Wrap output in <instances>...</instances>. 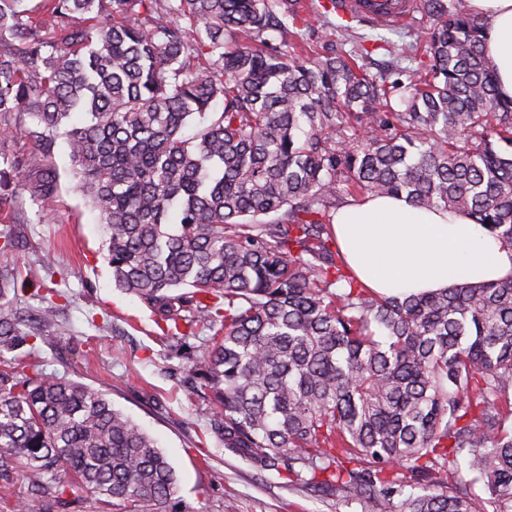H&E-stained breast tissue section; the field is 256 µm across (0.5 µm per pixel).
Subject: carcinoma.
Here are the masks:
<instances>
[{"label": "carcinoma", "instance_id": "carcinoma-1", "mask_svg": "<svg viewBox=\"0 0 512 512\" xmlns=\"http://www.w3.org/2000/svg\"><path fill=\"white\" fill-rule=\"evenodd\" d=\"M23 2L0 0V220L25 192L55 215L65 137L116 287L167 338L214 331L191 370L224 448L362 512H512V279L384 297L333 233L337 199L404 195L512 248V99L481 18L420 0L429 64L403 81L370 74L363 46L284 53V0ZM11 294L0 273V351L36 339ZM18 476L43 512L74 484L136 512L177 489L106 393L37 361L0 369V482Z\"/></svg>", "mask_w": 512, "mask_h": 512}]
</instances>
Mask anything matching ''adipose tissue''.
Here are the masks:
<instances>
[{
  "label": "adipose tissue",
  "instance_id": "adipose-tissue-1",
  "mask_svg": "<svg viewBox=\"0 0 512 512\" xmlns=\"http://www.w3.org/2000/svg\"><path fill=\"white\" fill-rule=\"evenodd\" d=\"M486 25L483 53L501 96L512 98V0H469ZM337 242L357 279L386 297L512 278V249L472 218L378 197L340 209Z\"/></svg>",
  "mask_w": 512,
  "mask_h": 512
}]
</instances>
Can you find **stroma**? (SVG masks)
I'll return each mask as SVG.
<instances>
[{"label": "stroma", "mask_w": 512, "mask_h": 512, "mask_svg": "<svg viewBox=\"0 0 512 512\" xmlns=\"http://www.w3.org/2000/svg\"><path fill=\"white\" fill-rule=\"evenodd\" d=\"M292 43L307 25L326 28V43L316 52L351 51L358 38L381 36L389 50L373 55L371 72L400 71L423 60L430 23L422 14L400 27L344 24L336 13L298 0ZM54 158L60 175L55 204L59 223H33L24 207L16 220L0 223V234L16 237L18 251L0 255V272H13L22 292L12 308L22 329H29L44 307L48 289L60 291L56 331L36 346L0 353V359L32 356L45 374L107 391L116 408L156 438L176 470L179 491L165 512H361L359 504L287 486L271 473H258L226 450L214 434L210 402L191 387V360L209 329L176 341L160 336L151 310L117 288L106 260L103 228L74 189L65 140Z\"/></svg>", "instance_id": "1"}]
</instances>
